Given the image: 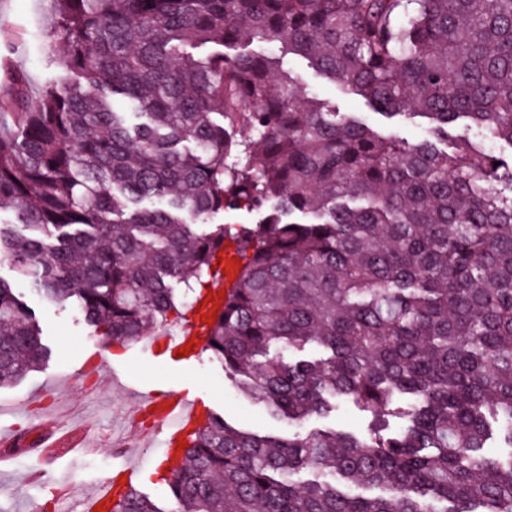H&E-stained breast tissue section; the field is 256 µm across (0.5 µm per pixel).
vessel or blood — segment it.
<instances>
[{
  "mask_svg": "<svg viewBox=\"0 0 512 512\" xmlns=\"http://www.w3.org/2000/svg\"><path fill=\"white\" fill-rule=\"evenodd\" d=\"M236 256L233 246H225L224 255L220 261L219 269H216L213 284L209 288V295H217L218 292L231 288L236 278L229 275L228 267H231ZM211 303H198L188 322L177 332L165 334L162 338L167 348L179 350L186 346L190 340H202L204 333L200 327L201 319L211 310ZM152 414L163 433L160 455L163 462L178 459V442L187 431L193 427L199 416V407L195 399L182 393L172 394L161 399L152 393L140 391L136 394V402L129 414L128 429L129 438L139 442L138 434L140 418L145 414Z\"/></svg>",
  "mask_w": 512,
  "mask_h": 512,
  "instance_id": "b4317fda",
  "label": "vessel or blood"
}]
</instances>
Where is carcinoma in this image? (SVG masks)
Returning a JSON list of instances; mask_svg holds the SVG:
<instances>
[{
  "label": "carcinoma",
  "instance_id": "cac0c4a2",
  "mask_svg": "<svg viewBox=\"0 0 512 512\" xmlns=\"http://www.w3.org/2000/svg\"><path fill=\"white\" fill-rule=\"evenodd\" d=\"M54 2L65 77L25 111L0 103L17 121L0 131V255L42 301L132 344L169 329L235 243L205 349L301 427L203 411L164 477L172 508L512 512V156L438 147L460 120L512 146V0ZM256 40L429 119L432 138L383 137L275 58L222 51ZM242 209L263 218L193 229ZM50 357L0 278V387ZM343 401L371 415L363 429L303 428ZM304 469L321 477L295 482ZM112 512L169 509L128 485Z\"/></svg>",
  "mask_w": 512,
  "mask_h": 512
}]
</instances>
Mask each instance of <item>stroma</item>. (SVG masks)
I'll return each mask as SVG.
<instances>
[{
	"mask_svg": "<svg viewBox=\"0 0 512 512\" xmlns=\"http://www.w3.org/2000/svg\"><path fill=\"white\" fill-rule=\"evenodd\" d=\"M52 15V0H0V100L20 95L34 101L53 77L48 60L62 55L65 47L52 35ZM248 50L279 57L283 69L299 78L306 94L324 100L338 112L357 116L381 135L412 142L430 136L427 118L382 115L362 97L323 77L303 57L280 55L277 44L255 42ZM27 301L54 357L49 365L17 384L0 388V429H25L33 441L40 431L66 423L79 430L92 428L95 436L84 452L61 451L50 461L41 460L36 447L13 454L11 475L0 476V512H28L31 502L48 498L59 484L71 490L69 507H80L88 493L130 461L141 464L138 489L152 498H165L167 488L157 483L154 475L160 456L142 457L121 444L136 390H149L161 397L183 391L242 428L279 436L288 433L286 424L273 419L262 404L240 391L238 376L226 372L210 352L178 358L161 347L147 350L142 341L123 347L102 336L76 310L43 305L32 294ZM93 354L106 368L118 370L120 381L88 393L80 378L86 359ZM45 387L53 388L57 396L54 407L43 405L40 391Z\"/></svg>",
	"mask_w": 512,
	"mask_h": 512,
	"instance_id": "1",
	"label": "stroma"
}]
</instances>
